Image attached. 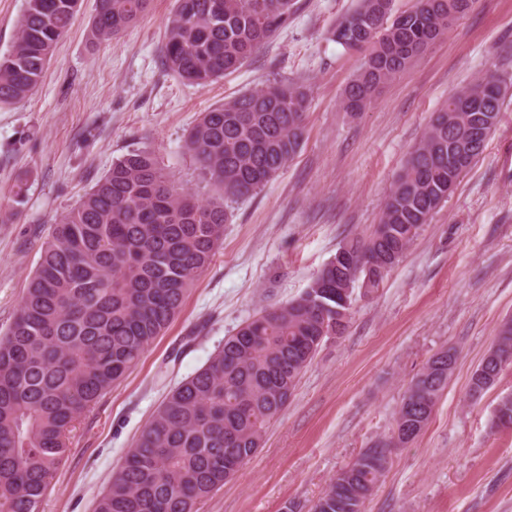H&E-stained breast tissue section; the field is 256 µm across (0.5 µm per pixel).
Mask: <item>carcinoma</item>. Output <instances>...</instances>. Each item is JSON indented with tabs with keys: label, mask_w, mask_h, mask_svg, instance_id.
Instances as JSON below:
<instances>
[{
	"label": "carcinoma",
	"mask_w": 512,
	"mask_h": 512,
	"mask_svg": "<svg viewBox=\"0 0 512 512\" xmlns=\"http://www.w3.org/2000/svg\"><path fill=\"white\" fill-rule=\"evenodd\" d=\"M474 0H359L329 29L363 56L342 99L361 112ZM80 0H25L11 49L0 56V105L41 83ZM149 0H98L93 34L106 41L135 24ZM292 0H176L165 31L166 67L206 87L242 67L288 25ZM503 80L488 73L452 91L409 156L366 239L340 245L297 299L261 310L209 362L171 389L128 449L95 512H195L257 452L324 342L349 326L352 294L383 283L422 225L482 155L502 107ZM309 89L273 81L201 114L185 148L200 176L226 198L253 195L299 152ZM229 220L224 204L176 187L153 153L112 162L81 202L55 223L19 313L0 338V512H40L80 417L139 361L182 308L210 264ZM496 355L512 362V322ZM448 350L434 354L405 391L394 431L419 436L448 386ZM502 368L483 358L470 395L495 386ZM391 456L378 442L340 470L312 512H364Z\"/></svg>",
	"instance_id": "1"
}]
</instances>
